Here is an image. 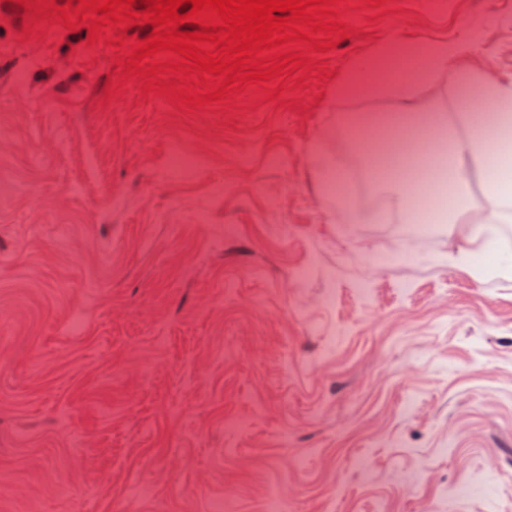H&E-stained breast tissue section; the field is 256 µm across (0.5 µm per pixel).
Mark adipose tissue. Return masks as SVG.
I'll use <instances>...</instances> for the list:
<instances>
[{"mask_svg": "<svg viewBox=\"0 0 512 512\" xmlns=\"http://www.w3.org/2000/svg\"><path fill=\"white\" fill-rule=\"evenodd\" d=\"M398 55L415 56L419 66L409 79L370 81L381 58ZM447 72L457 77V100L461 124L449 122L445 113L426 112L417 99L418 87L429 84ZM394 97L398 111L378 116L369 112L347 113L342 124L361 123L376 126L386 120L399 124L407 133V142L386 152L375 147V154H387L391 164L401 169L416 167L419 159L438 158L437 175L448 178L449 192L440 210H411L410 202L422 194L424 180L394 176L389 166H376L373 176L379 188L390 195L401 217L413 223L422 219H438L443 224L463 225L465 249L449 254L452 263H463L471 253L495 244L499 227L512 222V179L505 175L507 149L500 137L503 127L512 123V78L491 79L471 65L468 50L445 41L405 47L389 41L379 56L359 61L351 74L337 87L340 97L353 98L363 92ZM480 180L487 210L480 219H471L474 208L473 180Z\"/></svg>", "mask_w": 512, "mask_h": 512, "instance_id": "ef3b65f1", "label": "adipose tissue"}]
</instances>
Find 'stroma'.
Returning a JSON list of instances; mask_svg holds the SVG:
<instances>
[{
  "label": "stroma",
  "instance_id": "1",
  "mask_svg": "<svg viewBox=\"0 0 512 512\" xmlns=\"http://www.w3.org/2000/svg\"><path fill=\"white\" fill-rule=\"evenodd\" d=\"M347 3L331 77L195 113L0 16V512H512V271L345 223L309 153L390 40L511 77L512 0Z\"/></svg>",
  "mask_w": 512,
  "mask_h": 512
}]
</instances>
